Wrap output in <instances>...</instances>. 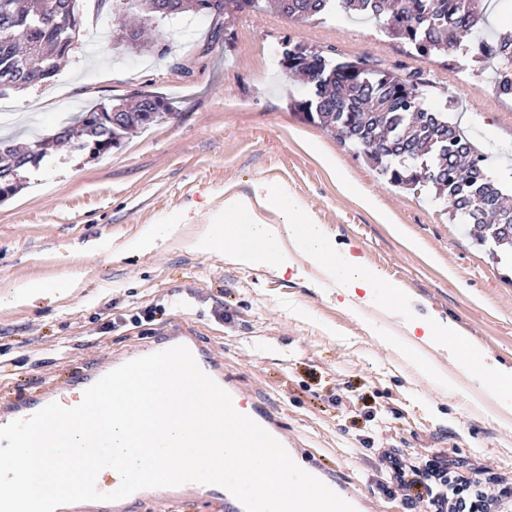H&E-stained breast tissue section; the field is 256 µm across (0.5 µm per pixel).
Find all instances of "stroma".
I'll return each instance as SVG.
<instances>
[{
  "label": "stroma",
  "mask_w": 512,
  "mask_h": 512,
  "mask_svg": "<svg viewBox=\"0 0 512 512\" xmlns=\"http://www.w3.org/2000/svg\"><path fill=\"white\" fill-rule=\"evenodd\" d=\"M78 8L83 26L58 73L0 98V136L28 143L76 113L143 94L163 98L173 113L97 156L48 152L0 202V297L19 278L82 276L72 293L51 285L29 306H0V380L25 395L65 374L72 389L71 372L141 349L179 314L229 380L273 407L335 466L337 486L367 507L408 512L378 486L373 408L388 420L390 443L420 470L431 467L433 449L450 448L460 462L512 474V423H499L488 393L469 401L435 388L363 329L368 318L398 329L397 315L370 309L355 317L308 278L241 268L180 241L114 257L145 225L193 230L225 193L251 195L276 181L339 247L405 289L419 314L452 321L462 340L511 367L512 255L477 242L468 225L449 223L444 200L394 185L297 112L292 103L306 89L284 67L282 50L289 40L334 63L416 75L425 106L449 111L498 175L512 173V100L497 93L493 67L419 56L374 19L294 21L263 7L154 22L150 38L171 48L162 57L116 48L119 18L96 0H78ZM327 158L353 196L340 192ZM148 306L155 321L137 324Z\"/></svg>",
  "instance_id": "1"
}]
</instances>
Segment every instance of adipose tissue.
Wrapping results in <instances>:
<instances>
[{
	"label": "adipose tissue",
	"mask_w": 512,
	"mask_h": 512,
	"mask_svg": "<svg viewBox=\"0 0 512 512\" xmlns=\"http://www.w3.org/2000/svg\"><path fill=\"white\" fill-rule=\"evenodd\" d=\"M280 212L281 223L263 219L259 207ZM201 253H223L225 259L247 267L268 266L278 274L299 276L304 265L317 268L321 277L312 281L316 291L336 292L344 307L359 312L366 307H390L403 317L409 335L420 343L438 349L456 341V326L451 321L424 317L414 311L409 298L395 284L384 283L363 257L348 248H337L321 225L315 224L304 206L289 197L286 188L272 185L264 198L228 193L222 207L187 241ZM462 355L472 379L479 386L497 391L504 410L512 409V371L488 364L484 353L466 347Z\"/></svg>",
	"instance_id": "ef3b65f1"
}]
</instances>
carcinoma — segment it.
Wrapping results in <instances>:
<instances>
[{"label":"carcinoma","instance_id":"1","mask_svg":"<svg viewBox=\"0 0 512 512\" xmlns=\"http://www.w3.org/2000/svg\"><path fill=\"white\" fill-rule=\"evenodd\" d=\"M497 2L501 11L512 12V0H271L275 9L289 19H307L326 14H350L379 19L385 11L391 17L384 24L388 37L403 41L420 56L433 53L479 58L495 65L499 95L512 98V58L502 53L485 54L476 47L481 39L497 48L512 49V32L486 35L483 25ZM112 13H137L151 21L184 12L201 15L242 11L255 0H111ZM82 16L76 0H0V97L39 85L54 76L58 61L71 50L72 29L81 27ZM462 25L470 29L471 40L455 35ZM38 47L40 60L22 58L26 44ZM116 43L145 48L139 30H119ZM283 64L303 78L306 98L295 108L312 121L335 133L336 139L357 151L397 185L426 188L448 201L452 219L473 226L477 239L512 249V206L508 194L485 166V156L464 137L443 112L424 106L418 82L387 71L367 69L358 63H329L323 52L296 45L282 53ZM121 120L112 122L109 114ZM158 122L170 114L163 99L144 95L130 109L120 104L102 105L76 117L79 142L96 145L95 153L120 145L132 131L145 127L146 113ZM99 120L89 121L92 115ZM28 151L0 140V198L13 194L19 182L12 172L36 163Z\"/></svg>","mask_w":512,"mask_h":512}]
</instances>
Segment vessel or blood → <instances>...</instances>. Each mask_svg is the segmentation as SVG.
I'll return each mask as SVG.
<instances>
[{"mask_svg":"<svg viewBox=\"0 0 512 512\" xmlns=\"http://www.w3.org/2000/svg\"><path fill=\"white\" fill-rule=\"evenodd\" d=\"M178 345L186 346L201 369L210 376L221 388L227 391L232 398H239L240 391L219 369L200 343L193 330L183 321L175 320L168 330L161 336L157 344L148 346V353L163 351ZM52 390H45L37 395L23 396L7 403L8 415L12 419H23L41 410L52 401ZM250 417L263 427L273 437L280 441L285 448L299 450L297 439L288 432L279 414L260 401H252ZM208 494L212 503L217 504L221 512H245L243 504L221 486H213L211 490H204L202 484L190 482L173 487L149 488L137 491L130 496L115 501L112 512H130L131 505L162 501L181 505L183 512H193L201 494Z\"/></svg>","mask_w":512,"mask_h":512,"instance_id":"vessel-or-blood-1","label":"vessel or blood"}]
</instances>
